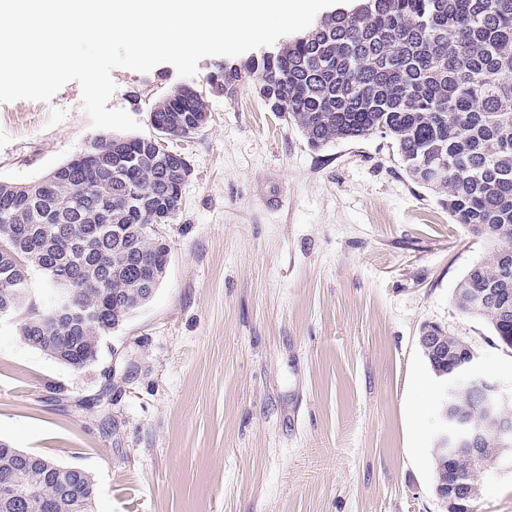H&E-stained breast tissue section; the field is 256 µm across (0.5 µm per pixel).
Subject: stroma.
Segmentation results:
<instances>
[{
    "label": "stroma",
    "instance_id": "35a3bbf8",
    "mask_svg": "<svg viewBox=\"0 0 512 512\" xmlns=\"http://www.w3.org/2000/svg\"><path fill=\"white\" fill-rule=\"evenodd\" d=\"M220 62L190 78L168 63L113 70L109 105L144 138L175 86L208 101L204 128L168 142L191 172L155 227L166 274L75 369L19 332L55 294L29 269L26 300L0 320V439L89 472L95 512H442L441 392L421 328L466 338L512 417V350L453 303L488 245L388 139L312 149L251 82L211 93ZM102 135L75 82L48 103H0V182H39ZM476 475L473 512H512V454Z\"/></svg>",
    "mask_w": 512,
    "mask_h": 512
}]
</instances>
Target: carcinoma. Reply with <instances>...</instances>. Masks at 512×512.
I'll use <instances>...</instances> for the list:
<instances>
[{"instance_id": "1", "label": "carcinoma", "mask_w": 512, "mask_h": 512, "mask_svg": "<svg viewBox=\"0 0 512 512\" xmlns=\"http://www.w3.org/2000/svg\"><path fill=\"white\" fill-rule=\"evenodd\" d=\"M253 82L271 112L288 116L319 149L378 134L403 170L442 195L469 233L493 243L458 284L502 291L512 308V0H361L279 50L226 63L208 78L231 96ZM206 98L181 85L150 116L165 138L187 137L208 118ZM104 169L68 164L31 185L0 183V310L25 295L29 263L67 288L73 306L29 318L21 336L70 367L97 361L101 340L153 297L145 283L164 277L168 247L154 225L179 211L186 160L149 138H100ZM448 177L435 176L440 158ZM495 339L512 333L498 308L473 313ZM95 483L0 440V512H91Z\"/></svg>"}]
</instances>
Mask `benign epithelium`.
<instances>
[{
	"label": "benign epithelium",
	"instance_id": "7a95c632",
	"mask_svg": "<svg viewBox=\"0 0 512 512\" xmlns=\"http://www.w3.org/2000/svg\"><path fill=\"white\" fill-rule=\"evenodd\" d=\"M497 302V295L474 288L468 294L465 311L473 312L485 304ZM448 334L443 330L422 329L419 345L435 362L448 361ZM459 359L448 366V371H437L436 379L443 389V403H448L447 396L460 380H467L471 385L485 420L493 425L498 444L502 449L512 448V419L499 414L500 390L497 384L481 377L477 371V354L469 347L464 338H459ZM442 424L437 438L434 457L441 465L448 467L437 486V498L444 512H470V500L474 496L471 484L465 481L458 467V459L465 455L474 466L488 461L481 448L485 440L484 428L466 415L456 414L451 410L441 412Z\"/></svg>",
	"mask_w": 512,
	"mask_h": 512
}]
</instances>
